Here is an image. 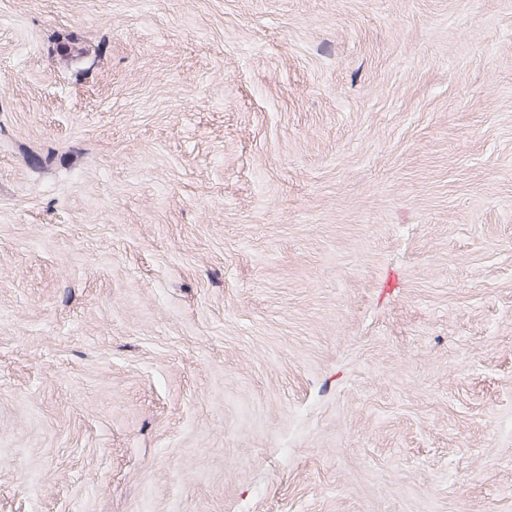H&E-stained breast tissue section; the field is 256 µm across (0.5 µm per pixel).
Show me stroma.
<instances>
[{
  "instance_id": "obj_1",
  "label": "stroma",
  "mask_w": 512,
  "mask_h": 512,
  "mask_svg": "<svg viewBox=\"0 0 512 512\" xmlns=\"http://www.w3.org/2000/svg\"><path fill=\"white\" fill-rule=\"evenodd\" d=\"M0 512H512V0H0Z\"/></svg>"
}]
</instances>
